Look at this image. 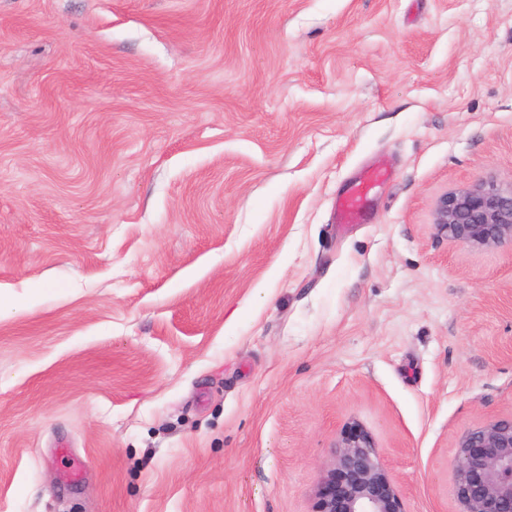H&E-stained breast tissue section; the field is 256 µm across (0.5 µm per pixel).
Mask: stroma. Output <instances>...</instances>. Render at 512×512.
Listing matches in <instances>:
<instances>
[{"instance_id":"1","label":"stroma","mask_w":512,"mask_h":512,"mask_svg":"<svg viewBox=\"0 0 512 512\" xmlns=\"http://www.w3.org/2000/svg\"><path fill=\"white\" fill-rule=\"evenodd\" d=\"M485 178L512 0H0V512H312L352 421L456 512L512 246L433 211ZM384 176L380 168L366 172L357 185L336 201V221L340 224H359L365 216L367 191Z\"/></svg>"}]
</instances>
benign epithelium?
<instances>
[{"label":"benign epithelium","instance_id":"7a95c632","mask_svg":"<svg viewBox=\"0 0 512 512\" xmlns=\"http://www.w3.org/2000/svg\"><path fill=\"white\" fill-rule=\"evenodd\" d=\"M437 234L483 249L512 244V188L488 180L443 194ZM457 512H512V415L464 432L453 461ZM403 492L370 432L344 426L314 491L313 512H405Z\"/></svg>","mask_w":512,"mask_h":512}]
</instances>
